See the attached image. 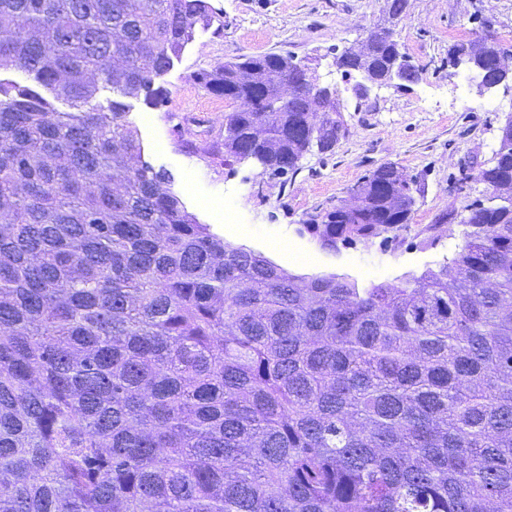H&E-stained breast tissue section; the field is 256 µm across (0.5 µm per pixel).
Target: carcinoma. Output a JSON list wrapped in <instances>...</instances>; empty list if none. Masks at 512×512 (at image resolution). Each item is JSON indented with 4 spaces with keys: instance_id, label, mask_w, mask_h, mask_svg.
<instances>
[{
    "instance_id": "cac0c4a2",
    "label": "carcinoma",
    "mask_w": 512,
    "mask_h": 512,
    "mask_svg": "<svg viewBox=\"0 0 512 512\" xmlns=\"http://www.w3.org/2000/svg\"><path fill=\"white\" fill-rule=\"evenodd\" d=\"M210 11L0 0V71L22 77L0 78V512H512V126L452 257L367 288L295 274L141 161L127 100L167 99ZM487 44L459 45L473 69ZM400 51L377 32L336 65L380 80ZM289 58L196 74L262 102L225 113L224 157L284 174L336 147ZM418 192L384 164L306 228L379 237Z\"/></svg>"
}]
</instances>
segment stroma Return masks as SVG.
<instances>
[{"label":"stroma","instance_id":"1","mask_svg":"<svg viewBox=\"0 0 512 512\" xmlns=\"http://www.w3.org/2000/svg\"><path fill=\"white\" fill-rule=\"evenodd\" d=\"M210 26L197 28L179 62L164 77L169 95L147 109L134 101L143 158L166 170L188 212L225 241L269 257L296 274L335 273L359 286L394 283L421 273L463 242L457 221L489 194L478 174L499 146L500 128L512 115V96L468 90L453 94L448 50L482 33L474 14L489 21L496 41L512 34V0H406L395 37L420 70L409 89L374 88L362 109L346 104L345 133L333 153L309 155L299 170L275 175L256 160L225 163L213 147L224 138L225 100L196 80L197 72L239 55L292 54L308 60L323 85L341 86L332 69L337 51L362 39L384 19L386 0H209ZM150 122H141L142 114ZM394 163L417 179L421 191L411 220L389 238L357 241L327 252L306 231L309 219L332 210L375 168ZM218 198L235 211L225 223L202 209L198 196ZM454 222L439 223L444 213ZM296 246L310 261L288 258Z\"/></svg>","mask_w":512,"mask_h":512}]
</instances>
